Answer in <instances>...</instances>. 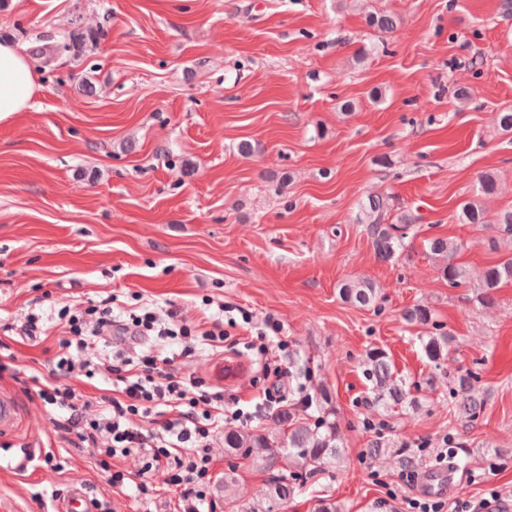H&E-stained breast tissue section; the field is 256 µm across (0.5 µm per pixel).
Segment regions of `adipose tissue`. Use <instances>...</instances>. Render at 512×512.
<instances>
[{"label": "adipose tissue", "mask_w": 512, "mask_h": 512, "mask_svg": "<svg viewBox=\"0 0 512 512\" xmlns=\"http://www.w3.org/2000/svg\"><path fill=\"white\" fill-rule=\"evenodd\" d=\"M37 77L25 49L0 42V122L33 107Z\"/></svg>", "instance_id": "1"}]
</instances>
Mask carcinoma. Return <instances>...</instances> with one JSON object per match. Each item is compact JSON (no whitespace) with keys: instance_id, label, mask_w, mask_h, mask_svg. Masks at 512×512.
Returning <instances> with one entry per match:
<instances>
[{"instance_id":"obj_1","label":"carcinoma","mask_w":512,"mask_h":512,"mask_svg":"<svg viewBox=\"0 0 512 512\" xmlns=\"http://www.w3.org/2000/svg\"><path fill=\"white\" fill-rule=\"evenodd\" d=\"M368 24L384 33L396 27L395 19L388 14L368 16ZM360 223L367 225L372 246L378 258L389 260L406 247V239L416 217L399 207L393 196H375L361 208ZM458 221L461 224H497L500 237L512 242V209L499 212L489 220L486 210L476 199L459 205ZM429 253L438 261L441 279L450 288L471 287V275L465 266L456 262L458 244L443 237L427 241ZM476 295L478 301L490 305L495 302L497 291L512 284V252L485 268L478 275ZM339 294L361 306H370L377 300L378 291L367 281H348L339 285ZM413 324L432 327L422 347L427 358L437 362L448 355L449 339L437 331L432 310L416 305L404 313ZM366 375L372 382L371 403L376 406L415 408L417 400L402 380L394 376L387 354L378 349L367 353ZM478 376L474 373L459 377L452 390L451 408L468 423L479 420L484 410L483 399L475 387ZM321 415L311 420L299 413L296 406L278 408L271 419L284 427L283 434L273 436L259 431L229 429L224 431V449L228 453L249 457L266 471H276L269 482L265 499L253 505L251 512H272L274 505L283 504L294 496L299 486L314 474L332 466L340 459L339 426L333 406L326 391H319Z\"/></svg>"}]
</instances>
